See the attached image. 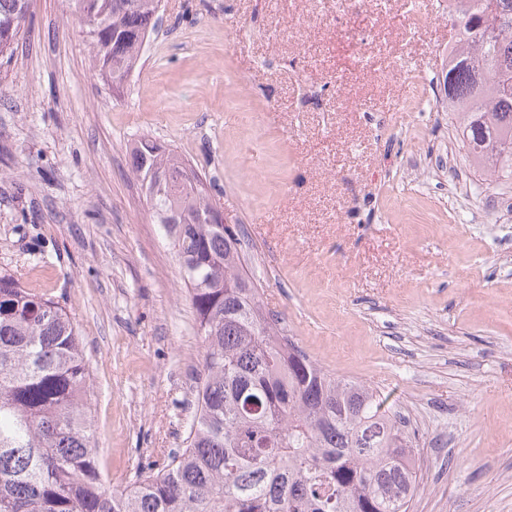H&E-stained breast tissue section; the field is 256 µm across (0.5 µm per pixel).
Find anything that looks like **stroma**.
Returning <instances> with one entry per match:
<instances>
[{"mask_svg":"<svg viewBox=\"0 0 512 512\" xmlns=\"http://www.w3.org/2000/svg\"><path fill=\"white\" fill-rule=\"evenodd\" d=\"M122 97L66 0L0 57V271L71 313L113 483L183 447L202 345L128 147L206 173L281 327L395 401L410 512H512V181L435 109L440 0H162Z\"/></svg>","mask_w":512,"mask_h":512,"instance_id":"stroma-1","label":"stroma"}]
</instances>
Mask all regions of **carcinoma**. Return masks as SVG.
I'll use <instances>...</instances> for the list:
<instances>
[{
  "label": "carcinoma",
  "mask_w": 512,
  "mask_h": 512,
  "mask_svg": "<svg viewBox=\"0 0 512 512\" xmlns=\"http://www.w3.org/2000/svg\"><path fill=\"white\" fill-rule=\"evenodd\" d=\"M443 64V112L476 166L512 180V0H459ZM161 0H68L92 68L121 95ZM29 0H0V57L11 54ZM130 165L183 270L203 345L186 447L123 487L99 468L94 391L74 320L59 303L0 272V512H408L417 449L379 390L337 377L277 329L243 266L237 231L206 176L142 137ZM175 178L156 186L157 173Z\"/></svg>",
  "instance_id": "carcinoma-1"
}]
</instances>
